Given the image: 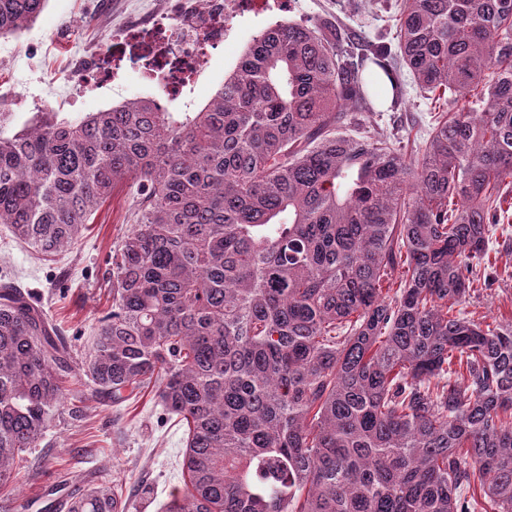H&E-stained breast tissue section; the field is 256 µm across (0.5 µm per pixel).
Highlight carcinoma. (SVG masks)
Returning <instances> with one entry per match:
<instances>
[{
    "label": "carcinoma",
    "mask_w": 512,
    "mask_h": 512,
    "mask_svg": "<svg viewBox=\"0 0 512 512\" xmlns=\"http://www.w3.org/2000/svg\"><path fill=\"white\" fill-rule=\"evenodd\" d=\"M45 2L0 0V37ZM409 82L479 109L409 153L372 103ZM127 183L82 371L116 405L154 385L185 427L166 512H512V321L461 308L512 183V0H396L379 43L277 24L197 112L139 99L0 133V224L42 259ZM74 377L41 303L0 285V487L59 410L84 417ZM119 481L68 512H127Z\"/></svg>",
    "instance_id": "1"
}]
</instances>
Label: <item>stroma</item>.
Instances as JSON below:
<instances>
[{"label": "stroma", "mask_w": 512, "mask_h": 512, "mask_svg": "<svg viewBox=\"0 0 512 512\" xmlns=\"http://www.w3.org/2000/svg\"><path fill=\"white\" fill-rule=\"evenodd\" d=\"M147 7V0H48L32 26L0 37V91L14 98L10 121L0 133L13 134L37 112H57L76 120L136 99L158 100L170 112L199 109L259 32L279 22L347 17L354 11V0H247L233 22L231 37L208 49L206 66L174 100L167 99L162 86H144L126 71L114 81L99 79L93 87L68 80L73 45L97 50L122 38L131 27L149 21ZM457 108L452 99H426L413 89L405 107L381 112L377 129L411 146L426 138L434 114ZM129 203L127 189L117 191L74 248L52 261L31 254L0 227V281L15 282L37 294L72 343L78 362L88 354L98 317L111 304L110 251L129 228ZM496 237L499 278L463 305L477 319H512V250L501 247L502 240L512 238V219L499 225ZM71 387L87 394V417L80 421L64 414L54 417L40 446L27 454L17 482L0 492V506L20 499L38 500L45 489L59 484L81 489L111 482L119 475L128 512H163L171 491L183 485L182 425L151 390H142L117 406L91 396L84 375H76Z\"/></svg>", "instance_id": "1"}]
</instances>
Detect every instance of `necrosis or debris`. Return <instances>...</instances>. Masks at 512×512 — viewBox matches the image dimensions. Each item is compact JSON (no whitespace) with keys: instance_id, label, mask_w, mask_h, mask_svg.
Returning a JSON list of instances; mask_svg holds the SVG:
<instances>
[{"instance_id":"necrosis-or-debris-1","label":"necrosis or debris","mask_w":512,"mask_h":512,"mask_svg":"<svg viewBox=\"0 0 512 512\" xmlns=\"http://www.w3.org/2000/svg\"><path fill=\"white\" fill-rule=\"evenodd\" d=\"M242 0H163L160 22L119 42L132 71L150 70L178 87L202 67L205 50L223 44Z\"/></svg>"}]
</instances>
